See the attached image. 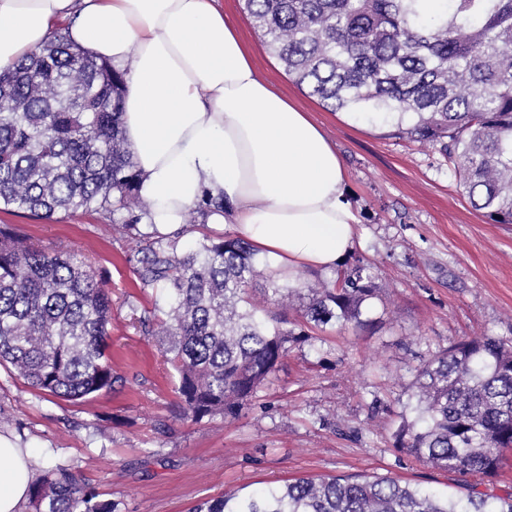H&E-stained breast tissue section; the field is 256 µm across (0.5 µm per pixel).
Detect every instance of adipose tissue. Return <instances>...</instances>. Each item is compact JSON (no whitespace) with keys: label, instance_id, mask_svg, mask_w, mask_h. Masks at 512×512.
I'll use <instances>...</instances> for the list:
<instances>
[{"label":"adipose tissue","instance_id":"ef3b65f1","mask_svg":"<svg viewBox=\"0 0 512 512\" xmlns=\"http://www.w3.org/2000/svg\"><path fill=\"white\" fill-rule=\"evenodd\" d=\"M62 22L124 75L121 122L148 232L170 234L219 195L223 211L204 223L232 225L272 275L342 268L359 219L336 147L262 76L218 0H0V72ZM33 479L29 453L0 438V512H22Z\"/></svg>","mask_w":512,"mask_h":512}]
</instances>
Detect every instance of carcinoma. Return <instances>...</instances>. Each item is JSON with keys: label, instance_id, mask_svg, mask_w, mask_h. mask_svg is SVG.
<instances>
[{"label": "carcinoma", "instance_id": "1", "mask_svg": "<svg viewBox=\"0 0 512 512\" xmlns=\"http://www.w3.org/2000/svg\"><path fill=\"white\" fill-rule=\"evenodd\" d=\"M292 80L336 112L385 116L439 143L472 206L512 224V0H447L426 15L421 0H242ZM123 74L60 32L0 73V210L38 220L94 212L114 230L148 241L137 274L160 291L166 318L138 322L162 340L179 376L186 416L234 418L279 371L294 345L357 330L377 297L358 262L298 290L274 279L251 295L259 261L238 237H174L140 231L145 204L120 117ZM112 301L77 253L30 242L0 224V364L44 395L85 399L118 381L107 356ZM397 447L463 477V495L436 496L390 475L300 477L247 496L221 495L189 512H512V489L490 494L512 449V338L464 339L417 369L399 413ZM31 512H116L72 471H45Z\"/></svg>", "mask_w": 512, "mask_h": 512}]
</instances>
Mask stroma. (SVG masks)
Masks as SVG:
<instances>
[{
    "mask_svg": "<svg viewBox=\"0 0 512 512\" xmlns=\"http://www.w3.org/2000/svg\"><path fill=\"white\" fill-rule=\"evenodd\" d=\"M259 70L313 112L348 173L357 211L354 258L379 288L373 326L332 331L321 350L296 346L239 417L192 421L160 341L136 316L160 294L141 287L136 241L101 215L52 221L0 212L25 238L78 249L112 299L109 338L120 383L68 402L39 394L0 366V435L27 449L36 469L62 464L118 512H187L221 494L257 492L302 476L394 474L440 494L457 475L396 448L402 403L423 359L466 337H512V224L473 210L438 147L324 108L297 85L242 10L220 0Z\"/></svg>",
    "mask_w": 512,
    "mask_h": 512,
    "instance_id": "1",
    "label": "stroma"
}]
</instances>
